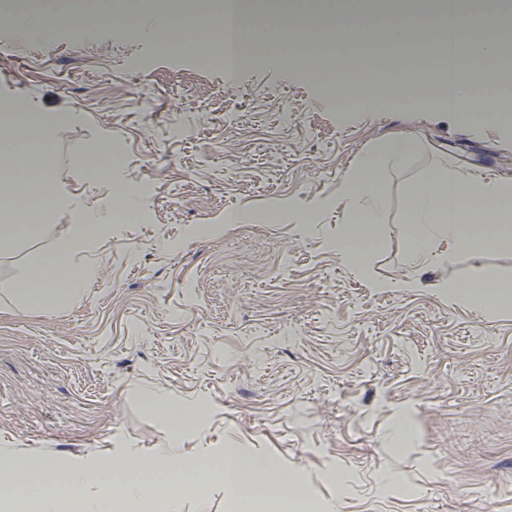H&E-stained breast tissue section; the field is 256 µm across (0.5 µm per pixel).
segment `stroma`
<instances>
[{
    "label": "stroma",
    "instance_id": "obj_1",
    "mask_svg": "<svg viewBox=\"0 0 512 512\" xmlns=\"http://www.w3.org/2000/svg\"><path fill=\"white\" fill-rule=\"evenodd\" d=\"M157 17L28 40L0 24V103L54 121L64 199L39 235L0 249V449L151 455L169 435L144 405L152 391L199 416L183 455L237 449L295 473L322 512H512V302L453 305L443 287L479 265L512 278V251L417 273L403 232L408 191L439 163L512 181V123L457 121L432 91L339 107L294 48L206 70L193 52L159 53ZM405 137L417 148L380 174L381 241L361 274L327 246L348 219L342 182ZM114 148L103 174L75 164ZM115 184L145 218L113 225L85 297L16 306L11 288L79 199L107 209ZM267 208L279 219L256 221ZM413 276L420 288L398 289Z\"/></svg>",
    "mask_w": 512,
    "mask_h": 512
}]
</instances>
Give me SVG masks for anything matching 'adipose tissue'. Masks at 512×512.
Segmentation results:
<instances>
[{"label": "adipose tissue", "instance_id": "obj_1", "mask_svg": "<svg viewBox=\"0 0 512 512\" xmlns=\"http://www.w3.org/2000/svg\"><path fill=\"white\" fill-rule=\"evenodd\" d=\"M245 25L240 36L255 47L277 50L288 45L289 33L309 44L303 63L320 74L318 57L330 42L340 44L370 39L366 16L361 11L308 17L296 12L257 15L243 0ZM408 21L386 27L384 41L399 48L415 43L440 45L439 53L412 59L400 81L397 98L411 102L410 88L438 86V98L455 119L471 116L481 123L499 124L505 116L491 108L476 90L496 68L504 44L499 36V12L490 0L482 6L460 7L445 21L432 20V11L419 4ZM55 127L31 112L0 114V184L27 178V190L18 204L37 197L48 209L62 202L51 177L50 145ZM414 143L402 139L384 144L366 155L348 175L342 193L350 221L341 227L331 247L339 260L357 271L365 264L380 239V217L385 209L379 188L383 165L402 164ZM407 219L403 231L409 242L414 269L452 263L463 251L512 249V182L483 176L466 177L448 165L426 172L407 194ZM112 235L109 216L94 207L84 208L68 234L56 237L41 258L34 276L18 282L20 306L50 310L80 301L98 272L87 258ZM450 301L464 306L496 309L512 298V279L492 267H481L476 278L447 283ZM152 410L169 422L166 447L147 460L130 456L106 468L97 463L76 464L66 459L47 460L13 451L0 452V512H181L178 486L202 479L226 486L248 512H288L287 473H273L265 463H248L227 452L221 460L208 456L183 458L178 448L181 431L192 416L173 409L156 394H148ZM167 488L162 502L158 489Z\"/></svg>", "mask_w": 512, "mask_h": 512}]
</instances>
